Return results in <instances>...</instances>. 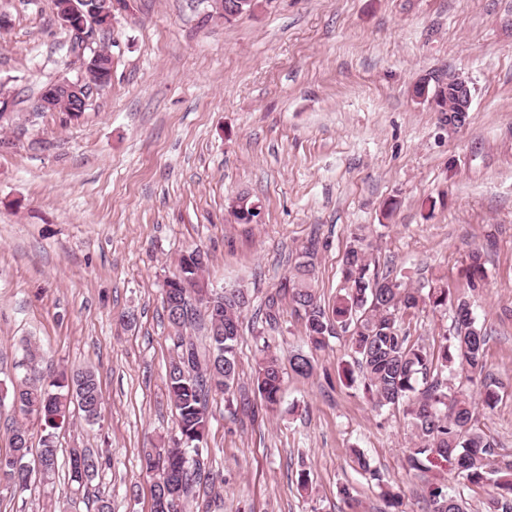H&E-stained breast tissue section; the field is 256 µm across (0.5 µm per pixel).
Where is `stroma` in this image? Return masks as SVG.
Masks as SVG:
<instances>
[{
	"label": "stroma",
	"instance_id": "stroma-1",
	"mask_svg": "<svg viewBox=\"0 0 512 512\" xmlns=\"http://www.w3.org/2000/svg\"><path fill=\"white\" fill-rule=\"evenodd\" d=\"M0 13L11 98L0 120V374L22 376L29 342L46 379L89 369L103 397L96 422L74 407L55 431L60 462L74 448L100 457L95 479L76 489L60 474L22 493L0 482V512H45L61 493L67 512H96L101 497L112 512H152L159 475L143 454L178 435L166 387L176 337L162 308L178 255L202 247L211 287L247 293V393L258 340L283 359L303 343L288 301L263 328L267 296L315 238L313 285L333 306L357 224L372 231L378 268L412 288L440 277L468 291V255L483 251L484 285L470 293L489 332L486 371L504 387L479 421L498 460L512 461V0H271L230 22L211 0H113L112 80L67 122L33 109L47 83L81 69L53 0H0ZM454 72L471 79L473 101L452 132L414 87ZM240 196L257 206L255 223L231 215ZM451 323L426 307L402 326L429 345ZM349 355L346 337L329 338L313 374L285 373L279 405L257 421L210 392L201 479L183 512H385L357 450L399 492L400 512H428L427 487L452 475L411 469L402 410L374 409L347 385Z\"/></svg>",
	"mask_w": 512,
	"mask_h": 512
}]
</instances>
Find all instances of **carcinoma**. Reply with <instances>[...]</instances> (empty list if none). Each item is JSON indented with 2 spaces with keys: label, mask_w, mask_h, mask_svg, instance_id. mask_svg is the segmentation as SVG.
<instances>
[{
  "label": "carcinoma",
  "mask_w": 512,
  "mask_h": 512,
  "mask_svg": "<svg viewBox=\"0 0 512 512\" xmlns=\"http://www.w3.org/2000/svg\"><path fill=\"white\" fill-rule=\"evenodd\" d=\"M416 98L438 99L445 105L444 91L425 81L414 89ZM373 242L366 227L351 233V241L343 257L341 292L332 311L321 304L314 289V257L316 243H309L293 271L281 283L277 296L268 299L264 322L270 327L278 323L279 300L286 299L302 321L304 335L311 351L325 347L326 337L337 328L349 336L354 354L353 364L344 369L349 384L358 383L361 391L375 407L400 408L411 427L415 448L411 461L419 468L424 463L447 466L457 484L490 486L494 492L485 501V512H512V478L494 463L495 448L477 425L476 406L494 410L501 401L500 383L486 375L485 350L488 335L475 315L465 293H453L435 281L428 286L409 288L397 278L382 273L372 264ZM203 250L195 247L180 258L173 277L189 284L169 294L170 305L163 307L169 325L180 332L191 324L177 312H189L190 300L204 307L211 304L223 308L220 318L207 315L209 339L208 360L200 361L194 344L177 336V358L166 370L170 402L177 416L179 436L168 448L146 452L147 472L160 473L154 485L153 512H178V503L188 499L197 473L191 470L189 452L199 453L208 432V416L204 405L207 389L230 392L239 379L237 357L241 313L247 303L242 290L229 298L209 288L197 287L200 273L195 256ZM468 286L478 287L485 279L483 255L475 249L469 254ZM434 310L451 308L452 331L441 335L434 346L414 343L403 331L400 319L422 307ZM24 375L18 381L0 380V395L10 397L23 415H36L45 422L44 435L37 454V468L27 462L32 452L27 429L18 425L12 430L10 453L0 455V481L15 489L28 487L32 475L52 482L58 472L54 429L65 420L72 403H77L86 421L99 417L102 393L95 374L90 370L63 372L51 382L38 361L37 347L26 344ZM290 370L302 377L311 374L313 364L308 353L289 354ZM464 374L476 387L472 397L450 383L448 376ZM284 368L279 356L265 344L258 349L253 375L254 393L273 410L280 403ZM360 470L369 475L380 489L389 508L400 504L399 494L384 481L379 471L371 468L365 456L354 451ZM96 456L74 449L70 452L68 480L83 487L98 474ZM431 512H467L461 494L446 484L429 487Z\"/></svg>",
  "instance_id": "obj_1"
}]
</instances>
